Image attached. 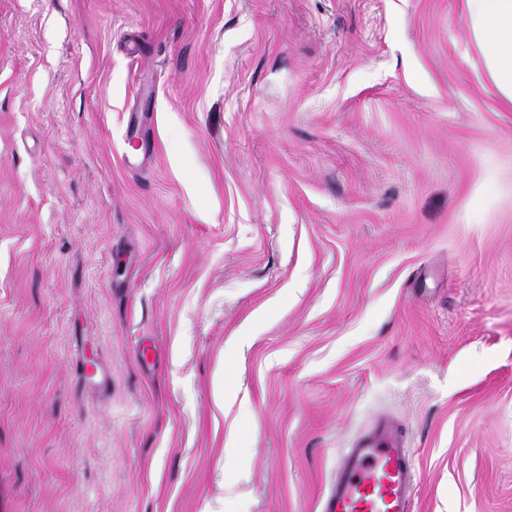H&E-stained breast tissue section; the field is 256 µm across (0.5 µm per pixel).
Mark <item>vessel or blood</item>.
Listing matches in <instances>:
<instances>
[{
	"mask_svg": "<svg viewBox=\"0 0 512 512\" xmlns=\"http://www.w3.org/2000/svg\"><path fill=\"white\" fill-rule=\"evenodd\" d=\"M417 483L402 429L383 417L338 456L321 512H410Z\"/></svg>",
	"mask_w": 512,
	"mask_h": 512,
	"instance_id": "b4317fda",
	"label": "vessel or blood"
}]
</instances>
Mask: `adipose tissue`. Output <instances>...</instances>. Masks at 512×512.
<instances>
[{
    "label": "adipose tissue",
    "instance_id": "1",
    "mask_svg": "<svg viewBox=\"0 0 512 512\" xmlns=\"http://www.w3.org/2000/svg\"><path fill=\"white\" fill-rule=\"evenodd\" d=\"M465 8L488 77L512 108V0H465Z\"/></svg>",
    "mask_w": 512,
    "mask_h": 512
}]
</instances>
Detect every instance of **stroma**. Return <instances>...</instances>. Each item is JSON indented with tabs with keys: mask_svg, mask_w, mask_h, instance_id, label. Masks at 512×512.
<instances>
[{
	"mask_svg": "<svg viewBox=\"0 0 512 512\" xmlns=\"http://www.w3.org/2000/svg\"><path fill=\"white\" fill-rule=\"evenodd\" d=\"M381 414L414 512H512V111L464 0H0V512H320Z\"/></svg>",
	"mask_w": 512,
	"mask_h": 512,
	"instance_id": "35a3bbf8",
	"label": "stroma"
}]
</instances>
